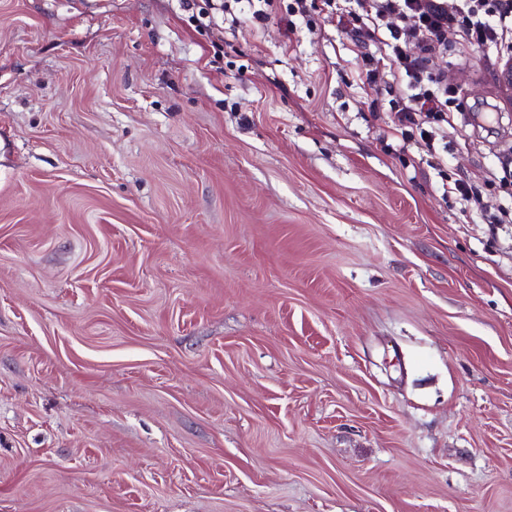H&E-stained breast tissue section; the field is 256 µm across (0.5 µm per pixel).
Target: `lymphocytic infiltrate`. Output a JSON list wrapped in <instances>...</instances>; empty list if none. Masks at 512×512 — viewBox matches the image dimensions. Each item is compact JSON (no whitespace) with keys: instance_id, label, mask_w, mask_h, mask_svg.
<instances>
[{"instance_id":"obj_1","label":"lymphocytic infiltrate","mask_w":512,"mask_h":512,"mask_svg":"<svg viewBox=\"0 0 512 512\" xmlns=\"http://www.w3.org/2000/svg\"><path fill=\"white\" fill-rule=\"evenodd\" d=\"M198 25L247 12L262 24L285 10V35L297 20L318 15L347 41L365 88L393 90V136L433 143L448 121V88L432 73L434 54L448 49L449 33L494 58L512 29V0H185Z\"/></svg>"}]
</instances>
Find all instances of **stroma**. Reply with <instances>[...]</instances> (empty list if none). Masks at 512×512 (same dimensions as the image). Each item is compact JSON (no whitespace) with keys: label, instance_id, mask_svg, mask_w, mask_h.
Here are the masks:
<instances>
[{"label":"stroma","instance_id":"stroma-1","mask_svg":"<svg viewBox=\"0 0 512 512\" xmlns=\"http://www.w3.org/2000/svg\"><path fill=\"white\" fill-rule=\"evenodd\" d=\"M0 0V512H512V89L400 142L330 25ZM232 43L223 59L213 44ZM453 194L465 206L475 211L483 220H487L490 224H511L512 209L499 208L498 214L488 215V210L483 204L482 191L480 186L470 183L467 180L456 178L448 183L446 193Z\"/></svg>","mask_w":512,"mask_h":512}]
</instances>
